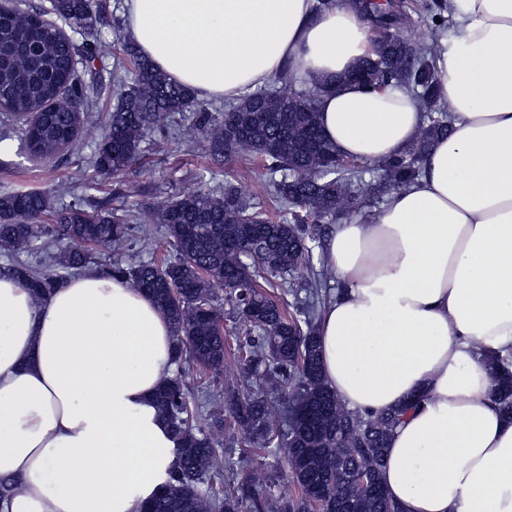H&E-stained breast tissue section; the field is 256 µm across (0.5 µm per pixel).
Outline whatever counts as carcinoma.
<instances>
[{
	"label": "carcinoma",
	"mask_w": 512,
	"mask_h": 512,
	"mask_svg": "<svg viewBox=\"0 0 512 512\" xmlns=\"http://www.w3.org/2000/svg\"><path fill=\"white\" fill-rule=\"evenodd\" d=\"M363 12L373 30V53L343 76L368 88L393 86L413 94L427 124L417 142L402 154L377 161V180L366 186L358 163L337 166L336 147L322 133L318 98L299 106L288 71L271 85L244 91L221 108L199 100L172 81L134 47L128 37L101 38L109 25L107 0H49L47 7L0 11V107L23 127V151L37 159L65 155L92 119L93 101L108 85L116 104L107 116L106 134L90 164L100 175L118 176L140 156L145 136L162 116H181L182 134L217 164L235 152L263 158L273 181V201L281 208L274 221L254 210L230 181L197 189L165 203L156 213L174 255L160 261L116 260L101 268L106 277L125 280L149 295L169 319L174 337L175 371L159 389L156 403L176 441V460L162 490L143 512H265L272 471L264 463L248 465L233 488H216L205 477L224 466L218 435L224 418L195 423L183 380V364L196 367L206 385L227 361L224 314L215 287L237 314L241 332L234 337L235 358L253 378L225 410L247 435L250 446L271 454L288 449L284 463L297 495L278 512H401L381 481L388 443L404 409L379 414L349 410L326 382L320 360L315 317L324 304L321 288L335 276L313 268L312 243L317 222L341 211L361 209L364 190L382 194L400 188L421 172L432 143L451 132V116L438 101L432 59L449 16L441 0L421 4L439 9L427 40L411 47L389 31L405 17L400 0H341ZM77 32V44L66 29ZM116 59L109 76L96 63ZM64 189L38 188L0 193V274L17 279L42 302L71 274L85 268L91 251L120 249L132 240L138 212L121 204L110 210L80 203L57 204ZM19 251L35 255V264L14 260ZM311 274L307 302L290 306L271 293L287 292L296 271ZM496 375L492 402L512 418V371L489 357ZM362 474V490L354 476Z\"/></svg>",
	"instance_id": "cac0c4a2"
}]
</instances>
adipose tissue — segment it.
<instances>
[{
  "mask_svg": "<svg viewBox=\"0 0 512 512\" xmlns=\"http://www.w3.org/2000/svg\"><path fill=\"white\" fill-rule=\"evenodd\" d=\"M435 56L453 130L368 221L337 225L342 286L320 317L324 373L354 411L406 407L382 482L402 512H512V420L486 361L512 358V0H449ZM138 50L197 97L231 100L289 68L322 131L374 162L419 137L408 92L347 80L371 50L356 12L318 0H124ZM173 330L146 295L87 270L42 303L0 276V512H141L175 442L155 395Z\"/></svg>",
  "mask_w": 512,
  "mask_h": 512,
  "instance_id": "obj_1",
  "label": "adipose tissue"
}]
</instances>
